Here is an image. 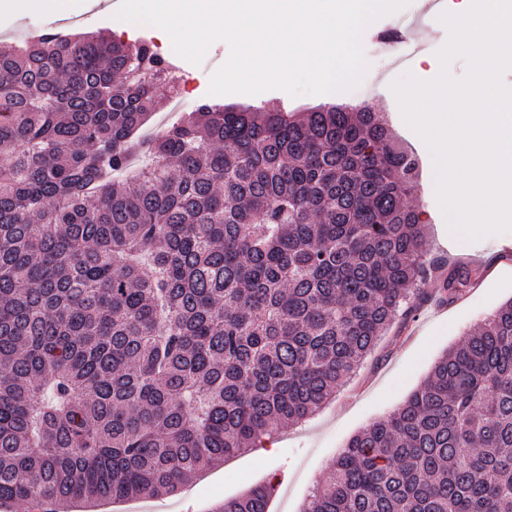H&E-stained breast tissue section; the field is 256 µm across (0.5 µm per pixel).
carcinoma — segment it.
Returning a JSON list of instances; mask_svg holds the SVG:
<instances>
[{
	"instance_id": "carcinoma-1",
	"label": "carcinoma",
	"mask_w": 512,
	"mask_h": 512,
	"mask_svg": "<svg viewBox=\"0 0 512 512\" xmlns=\"http://www.w3.org/2000/svg\"><path fill=\"white\" fill-rule=\"evenodd\" d=\"M172 69L104 34L0 49V501L170 494L320 410L428 277L478 281L424 260L380 113L203 102L142 140ZM301 512H512V299Z\"/></svg>"
}]
</instances>
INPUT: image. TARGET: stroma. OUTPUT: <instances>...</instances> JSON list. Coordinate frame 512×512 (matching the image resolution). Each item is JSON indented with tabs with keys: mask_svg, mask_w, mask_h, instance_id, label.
I'll return each mask as SVG.
<instances>
[{
	"mask_svg": "<svg viewBox=\"0 0 512 512\" xmlns=\"http://www.w3.org/2000/svg\"><path fill=\"white\" fill-rule=\"evenodd\" d=\"M88 2V10L68 17L20 13L0 7V42L18 43V31L35 29L74 34L117 28L125 38L154 39L155 33L148 26L119 22L116 9L102 7L100 0ZM422 7L423 0H409L403 8L378 18L374 30L364 32L362 44L369 67L360 85L352 90L297 97L281 90H268L257 95L229 94L224 102L267 109L285 107L294 112L327 103L354 106L365 102L382 112L398 139L412 149L421 162L420 189L410 203L421 210L426 225L427 259L445 265L453 262L477 265L480 278L475 287L452 303L425 302L407 319L393 324L356 373L339 387L335 397L320 412L305 423L277 434L273 455L251 449L226 459L222 466L190 478L175 494L116 503H79L73 506L72 512H213L224 500L269 481L275 484L269 512H300L305 498L326 475L329 464L348 440L405 401L424 382L435 362L463 334L512 299V230L462 244L449 237L448 225L425 164L428 148L405 123L401 110L384 97L387 89L405 75L424 82L432 79L429 71L417 68L415 58L393 64L389 51L376 41L378 32L396 28L407 13ZM229 54L228 44L216 42L201 65L179 60L182 78L189 83L183 91L188 105L208 100L210 76Z\"/></svg>",
	"mask_w": 512,
	"mask_h": 512,
	"instance_id": "stroma-1",
	"label": "stroma"
}]
</instances>
